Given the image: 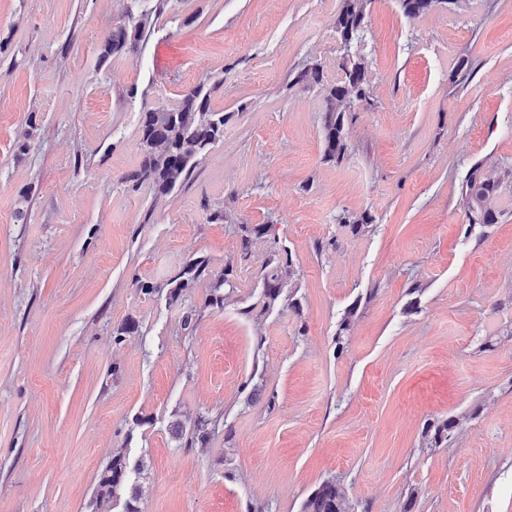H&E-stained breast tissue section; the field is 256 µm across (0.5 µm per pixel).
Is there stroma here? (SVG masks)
Here are the masks:
<instances>
[{
	"label": "stroma",
	"instance_id": "stroma-1",
	"mask_svg": "<svg viewBox=\"0 0 512 512\" xmlns=\"http://www.w3.org/2000/svg\"><path fill=\"white\" fill-rule=\"evenodd\" d=\"M341 4L168 0L137 55L102 65L132 0H0V512H125L98 496L118 452L140 512H301L328 479L354 512H512V0L414 20L372 0L371 102L347 112L337 163L321 88L293 78L342 80ZM209 78L223 141L164 199L125 181L143 109ZM478 163L502 215L470 232ZM364 211L369 231L341 226ZM244 224L274 225L299 312L243 315L269 256L259 240L241 258ZM200 256L232 268L223 308L205 279L175 301L132 286ZM200 416L213 436L183 447L173 424ZM461 419L457 416H448V418L432 421L424 426L423 435L428 443H434L435 447L443 441H448L452 433L460 425Z\"/></svg>",
	"mask_w": 512,
	"mask_h": 512
}]
</instances>
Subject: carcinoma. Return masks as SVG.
Here are the masks:
<instances>
[{"label": "carcinoma", "mask_w": 512, "mask_h": 512, "mask_svg": "<svg viewBox=\"0 0 512 512\" xmlns=\"http://www.w3.org/2000/svg\"><path fill=\"white\" fill-rule=\"evenodd\" d=\"M403 15L408 19L422 17L447 0H399ZM371 0H342V5L333 20V27L339 37L349 45L357 40L368 23V4ZM153 10L145 9L138 14H130L120 21L104 39L99 48V62L111 58L126 57L138 52L140 42L145 38L146 27L152 25ZM344 79L333 85L322 84V72L318 65L303 69L295 77V84L306 88L322 86L326 112L322 127L323 158L326 161L343 160L347 144L344 138L345 100L358 103H371L367 79V66L362 58L343 59ZM211 86L202 81L183 90L174 106H154L141 112L139 121L141 161L138 169L127 180L146 183L153 189L155 197L168 196L177 184L185 180L212 147L224 140V113L211 106ZM502 192V181L495 171L482 165H475L469 172L465 197L468 205V230L475 226L488 227L496 224L501 216L497 207ZM374 222L368 212L347 213L340 217V224L353 235L365 232ZM241 250L250 251L255 241L267 237L270 224H242ZM292 255L286 247L272 241L270 256L266 260L261 276L260 310L251 307L243 314L261 317L270 308L279 304L291 311H299V303L284 294L292 275ZM232 269L226 266L219 275L212 274L209 261L203 257L189 259L182 270L162 287L150 282H137L134 287L143 295L167 292L168 299L177 300L184 291L193 288L198 281L212 280L205 305L221 308L228 294L233 292L230 275ZM228 292H222V289ZM460 425V418L432 421L424 426V438L430 444L439 445L448 440ZM215 428L209 419L200 418L189 429L186 446L195 443L205 444L210 440ZM131 469L123 454L118 453L102 470L99 480V495L103 498H117L129 487ZM301 512H353L345 491L335 480L322 482L302 504Z\"/></svg>", "instance_id": "cac0c4a2"}]
</instances>
